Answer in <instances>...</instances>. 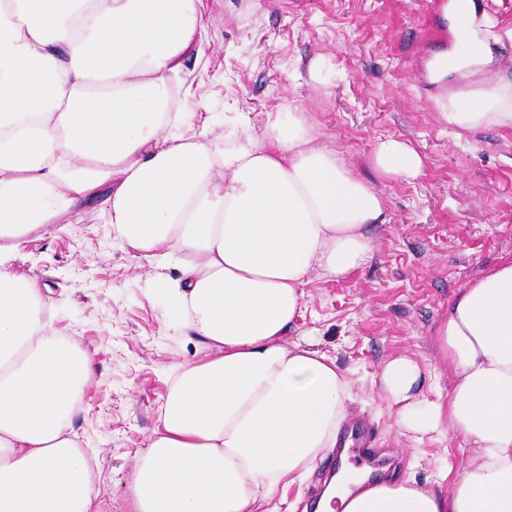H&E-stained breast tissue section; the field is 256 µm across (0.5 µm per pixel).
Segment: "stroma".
<instances>
[{
    "mask_svg": "<svg viewBox=\"0 0 512 512\" xmlns=\"http://www.w3.org/2000/svg\"><path fill=\"white\" fill-rule=\"evenodd\" d=\"M426 2L203 0L207 33L185 58L174 94L175 108L191 115L185 135L205 133L218 147L291 114L379 196L389 221L370 231L371 259L350 278L313 280L297 327L347 371L355 393L348 423L362 426L366 445L379 451L368 462L349 451V463L374 479L422 484L446 466L461 473L462 440L413 447L372 379L397 355L436 363L435 329L449 301L512 257V126L445 121L426 74L452 36L444 13L426 12ZM475 2L492 24L493 61L447 81L452 94L512 77V0ZM427 26L439 36L425 44ZM386 139L420 154L418 176L379 170L375 151ZM107 195L100 189L21 238L8 258L17 275L36 280L49 330L92 359L74 428L105 492L103 512H130L135 453L157 425L170 380L210 351L185 335L180 315L156 293L177 269L150 262L105 224ZM335 466L327 455L308 479L273 497L271 512L312 507Z\"/></svg>",
    "mask_w": 512,
    "mask_h": 512,
    "instance_id": "obj_1",
    "label": "stroma"
}]
</instances>
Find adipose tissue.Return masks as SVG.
Masks as SVG:
<instances>
[{"label":"adipose tissue","mask_w":512,"mask_h":512,"mask_svg":"<svg viewBox=\"0 0 512 512\" xmlns=\"http://www.w3.org/2000/svg\"><path fill=\"white\" fill-rule=\"evenodd\" d=\"M202 0H0V241L14 242L111 185L118 239L162 264L183 327L212 351L179 370L136 453L132 512H261L334 451L350 380L307 340H290L313 278L345 279L386 223L379 197L335 149L275 119L222 149L183 139L172 80L202 35ZM454 42L431 81L490 60L473 0H449ZM454 66H446L447 57ZM448 124L512 125V83L449 96ZM379 169L415 176L420 155L379 144ZM447 393L398 355L378 382L414 441L453 433L459 476L324 491L318 512H512V259L461 288L436 330ZM88 354L47 331L35 281L0 260V512H101L74 421ZM450 489H443V482Z\"/></svg>","instance_id":"obj_1"}]
</instances>
